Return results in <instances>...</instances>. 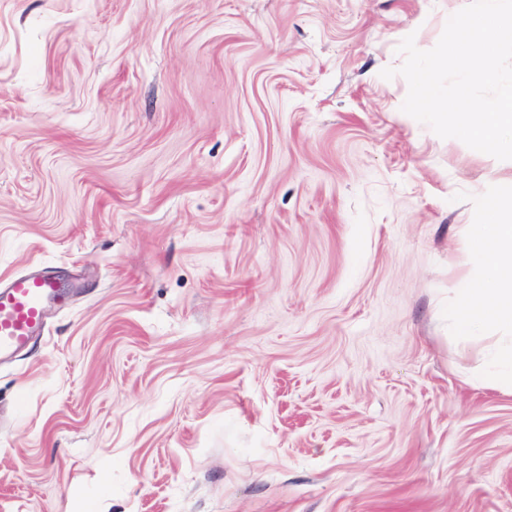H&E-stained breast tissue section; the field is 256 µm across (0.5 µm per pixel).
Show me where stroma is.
Wrapping results in <instances>:
<instances>
[{
  "label": "stroma",
  "instance_id": "obj_1",
  "mask_svg": "<svg viewBox=\"0 0 512 512\" xmlns=\"http://www.w3.org/2000/svg\"><path fill=\"white\" fill-rule=\"evenodd\" d=\"M462 0H0V512H512L448 322L512 160L404 113ZM0 282V360L43 336L49 311L69 304L55 277L34 269Z\"/></svg>",
  "mask_w": 512,
  "mask_h": 512
}]
</instances>
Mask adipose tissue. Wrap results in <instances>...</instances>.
I'll list each match as a JSON object with an SVG mask.
<instances>
[{"label": "adipose tissue", "mask_w": 512, "mask_h": 512, "mask_svg": "<svg viewBox=\"0 0 512 512\" xmlns=\"http://www.w3.org/2000/svg\"><path fill=\"white\" fill-rule=\"evenodd\" d=\"M491 223L470 227L471 249L482 269L459 289L452 320L456 338L469 343L493 333L487 356L494 365L486 385L512 392V195L492 196Z\"/></svg>", "instance_id": "obj_1"}]
</instances>
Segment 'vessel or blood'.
Instances as JSON below:
<instances>
[{"mask_svg":"<svg viewBox=\"0 0 512 512\" xmlns=\"http://www.w3.org/2000/svg\"><path fill=\"white\" fill-rule=\"evenodd\" d=\"M55 277L34 269L0 282V358L23 349L43 335L51 309L68 305Z\"/></svg>","mask_w":512,"mask_h":512,"instance_id":"vessel-or-blood-1","label":"vessel or blood"}]
</instances>
